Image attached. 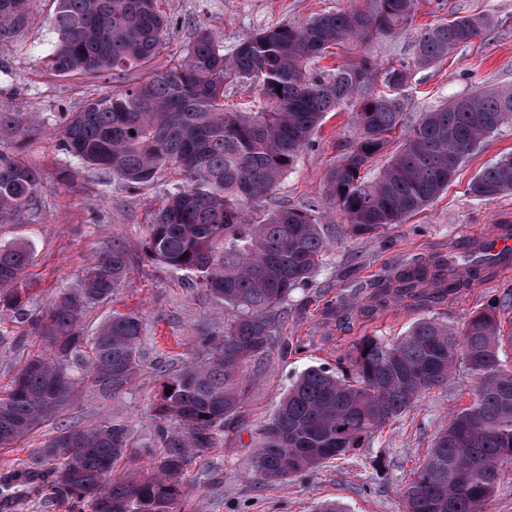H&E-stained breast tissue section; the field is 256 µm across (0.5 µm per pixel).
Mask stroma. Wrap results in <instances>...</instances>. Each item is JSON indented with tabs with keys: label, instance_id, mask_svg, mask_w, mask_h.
Wrapping results in <instances>:
<instances>
[{
	"label": "stroma",
	"instance_id": "1",
	"mask_svg": "<svg viewBox=\"0 0 512 512\" xmlns=\"http://www.w3.org/2000/svg\"><path fill=\"white\" fill-rule=\"evenodd\" d=\"M351 5L352 0H161L160 8L172 25L156 64L180 63L202 23L229 53L261 30L298 25ZM30 9L32 21L20 41L0 42V112H32L39 118L22 140L0 139V153H20L43 182L34 218L0 224V246L23 243L32 252L22 281L26 305L0 311V389L8 386L28 355L46 352L47 345L32 324L48 301L60 291L80 288L91 260L116 244L129 253L131 272L111 300L85 311L84 332L95 335L113 313L137 311L144 326L143 362L176 371L201 357L202 335L221 334L224 310L201 290L188 288L147 248L152 215L174 188L175 176L163 170L155 182L132 186L62 152L53 133L57 117L97 97L104 83L48 72L43 58L53 38L49 21L54 6L51 0H31ZM479 12L492 17L493 27L441 63L414 66V40L424 26ZM363 60L382 69H408L406 113L412 120L480 88H512V0H420L408 31L350 41L317 66L327 69ZM356 135L347 111L326 115L275 193L274 204L312 208L338 233L330 239L314 276L289 295L284 323L266 359L247 369L248 389L229 435L197 458L174 512H315L325 501L340 503L346 512H404L411 470L425 457L451 409L470 399L471 382L464 374L423 394L410 412L384 427L357 455L275 483L262 481L253 468L263 425L305 369L321 366L340 373L363 338L391 341L427 317L458 327L512 290L511 267L449 299L379 294L384 283L405 269L447 259L452 249L471 252L474 240L490 234L501 219L512 218V193L483 200L469 192L475 175L512 153V122L485 139L447 190L424 210L372 237L344 231V221L325 189L329 171ZM159 390L160 380L150 371L109 399L80 386L56 417L14 447L0 449V476L30 465L58 431L104 419L125 426L130 436L129 448L117 464L119 471L139 474L150 452L163 448L162 427L153 417ZM378 460L387 472L381 481L373 470Z\"/></svg>",
	"mask_w": 512,
	"mask_h": 512
}]
</instances>
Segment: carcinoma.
<instances>
[{
  "instance_id": "1",
  "label": "carcinoma",
  "mask_w": 512,
  "mask_h": 512,
  "mask_svg": "<svg viewBox=\"0 0 512 512\" xmlns=\"http://www.w3.org/2000/svg\"><path fill=\"white\" fill-rule=\"evenodd\" d=\"M29 0H0V42L17 41L29 24ZM57 41L46 56L60 77L112 79L75 112L58 118L61 150L126 184L155 181L160 170L179 176L150 222L148 249L192 286L224 304V331L199 341L204 361L178 372L158 371L154 418L176 428L137 479L116 477L129 448L122 425L101 421L68 428L40 449L42 490L89 504L91 512H174L184 472L216 447L241 404L247 366L260 363L285 314L283 304L314 274L329 240L313 209L265 206L282 176L325 115L353 107L358 138L330 171L326 191L356 236L401 223L431 203L483 139L512 122V89L487 88L423 112L400 144L406 123L404 70L310 69L311 62L351 39L406 30L418 0H367L366 8L318 15L300 26L258 32L224 54L206 25L198 27L183 62L154 66L169 22L159 0H54ZM486 15L457 16L417 34L414 63L427 67L469 44ZM388 91H376L377 80ZM258 93V109L227 107V91ZM30 115L1 112L0 134L25 133ZM39 172L0 154V221L34 212ZM480 199L512 192V153L469 184ZM31 260L21 245L0 247V310L21 306V282ZM497 266L487 259L453 260L408 270L395 293L457 295ZM131 270L114 247L95 257L83 283L53 297L34 322L49 353L28 356L0 395V449L32 434L73 397L67 364H82L103 398L128 390L143 371L139 313H115L94 336L84 335L85 309L110 299ZM512 348L493 311L461 328L418 320L393 342L361 340L349 374L310 367L288 388L261 432L253 467L266 482L308 474L364 447L376 431L411 411L422 393L466 371L471 400L448 416L405 491V512H483L495 491L498 461L512 459ZM172 388L171 394L165 389Z\"/></svg>"
}]
</instances>
